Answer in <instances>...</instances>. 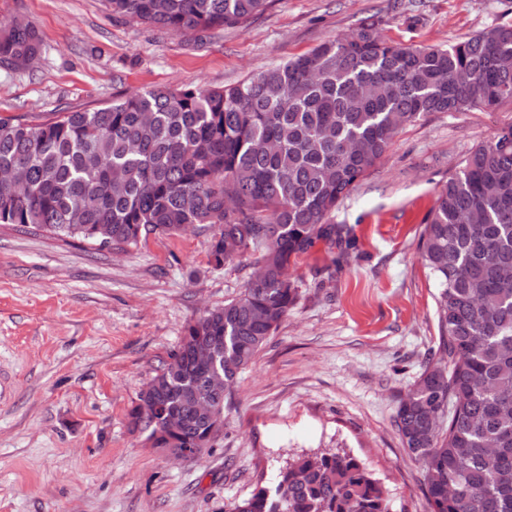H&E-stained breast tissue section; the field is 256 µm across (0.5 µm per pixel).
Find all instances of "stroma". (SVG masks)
Here are the masks:
<instances>
[{"label":"stroma","mask_w":512,"mask_h":512,"mask_svg":"<svg viewBox=\"0 0 512 512\" xmlns=\"http://www.w3.org/2000/svg\"><path fill=\"white\" fill-rule=\"evenodd\" d=\"M369 17L388 41L445 48L512 23V0H272L201 46L113 17L104 0H0V22L32 24L43 42L31 69L0 68V117L232 86ZM510 125L506 104L430 113L397 136L331 215L356 251L338 260L319 243L295 259L299 299L193 463L145 444L127 414L187 324L246 288L254 255L214 267L210 233L192 228L122 251L0 226V512H227L273 485L289 455L336 446L380 481L390 512H428L393 426L439 340L420 237L442 186Z\"/></svg>","instance_id":"stroma-1"}]
</instances>
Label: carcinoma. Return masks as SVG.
Returning a JSON list of instances; mask_svg holds the SVG:
<instances>
[{
    "instance_id": "carcinoma-1",
    "label": "carcinoma",
    "mask_w": 512,
    "mask_h": 512,
    "mask_svg": "<svg viewBox=\"0 0 512 512\" xmlns=\"http://www.w3.org/2000/svg\"><path fill=\"white\" fill-rule=\"evenodd\" d=\"M112 15L199 42L270 0H105ZM42 40L0 25V67L25 68ZM512 23L441 48L402 46L368 18L354 36L224 88L115 94L92 112L0 117V225L101 247L193 226L219 268L260 253V281L190 322L128 413L154 448L208 449L239 374L298 298L293 259L318 242L356 249L329 222L406 126L430 112L512 103ZM420 257L438 285L439 343L398 400L393 424L425 471L429 512H512V125L474 149L438 192ZM229 512H389L382 484L343 448L288 459L272 489Z\"/></svg>"
}]
</instances>
